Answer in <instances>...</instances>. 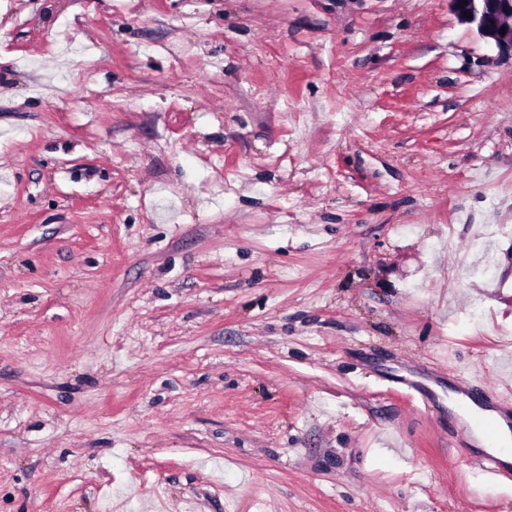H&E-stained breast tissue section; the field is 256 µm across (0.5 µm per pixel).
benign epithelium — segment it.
Wrapping results in <instances>:
<instances>
[{
  "instance_id": "1",
  "label": "benign epithelium",
  "mask_w": 512,
  "mask_h": 512,
  "mask_svg": "<svg viewBox=\"0 0 512 512\" xmlns=\"http://www.w3.org/2000/svg\"><path fill=\"white\" fill-rule=\"evenodd\" d=\"M458 18L489 40L501 57L512 59V0H448ZM471 17H464V13ZM505 33H500V29Z\"/></svg>"
}]
</instances>
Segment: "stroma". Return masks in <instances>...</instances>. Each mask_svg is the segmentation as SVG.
<instances>
[{"label": "stroma", "mask_w": 512, "mask_h": 512, "mask_svg": "<svg viewBox=\"0 0 512 512\" xmlns=\"http://www.w3.org/2000/svg\"><path fill=\"white\" fill-rule=\"evenodd\" d=\"M512 60L448 0H0V512H512ZM464 427L467 431L471 433H475L476 438L479 442H481L485 447V441L489 446L499 445V436L496 424L490 418L483 415H473L470 418H466L463 421ZM482 433L485 437L480 434ZM484 448L485 450L498 455L505 463H510L512 461V454L510 455L505 448Z\"/></svg>", "instance_id": "35a3bbf8"}]
</instances>
